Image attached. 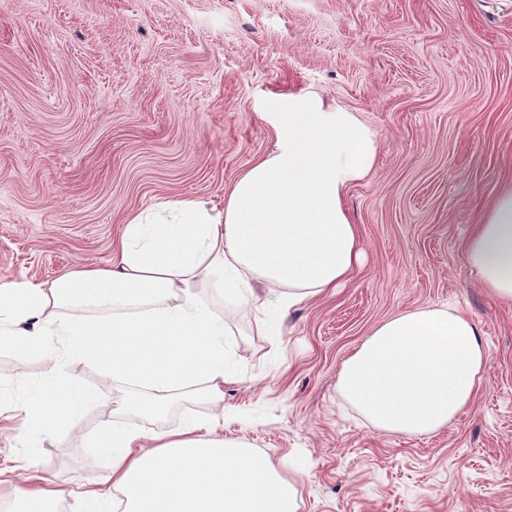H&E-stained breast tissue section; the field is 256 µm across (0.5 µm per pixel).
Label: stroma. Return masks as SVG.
Returning a JSON list of instances; mask_svg holds the SVG:
<instances>
[{
  "instance_id": "obj_1",
  "label": "stroma",
  "mask_w": 512,
  "mask_h": 512,
  "mask_svg": "<svg viewBox=\"0 0 512 512\" xmlns=\"http://www.w3.org/2000/svg\"><path fill=\"white\" fill-rule=\"evenodd\" d=\"M358 116L380 141L347 194L362 265L291 312L281 343L225 320L241 380L224 435L266 453L297 512H512V304L480 288L465 243L512 183V0H0V276L50 283L105 265L129 214L223 203L278 143L289 94ZM449 305L483 332L470 407L438 434H378L343 400V359L384 320ZM81 410L56 444L0 466L96 487Z\"/></svg>"
}]
</instances>
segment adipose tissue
Listing matches in <instances>:
<instances>
[{
  "label": "adipose tissue",
  "mask_w": 512,
  "mask_h": 512,
  "mask_svg": "<svg viewBox=\"0 0 512 512\" xmlns=\"http://www.w3.org/2000/svg\"><path fill=\"white\" fill-rule=\"evenodd\" d=\"M276 152L256 160L223 205L167 199L130 215L106 265L47 284L0 280V349L38 358L41 375L0 381V414L23 439L54 441L102 401L83 370L122 384L112 416L83 446L108 486L62 492L41 474L15 487L8 512H296V489L269 457L224 439V387L240 379L223 313L257 314L277 339L290 312L334 293L361 261L346 210L380 144L356 113L295 94ZM466 255L477 284L512 302V184L474 225ZM485 368L481 331L459 310L423 307L377 327L342 363L338 386L376 433L432 435L471 405ZM200 394L206 418L153 432L129 416L165 415Z\"/></svg>",
  "instance_id": "obj_1"
}]
</instances>
